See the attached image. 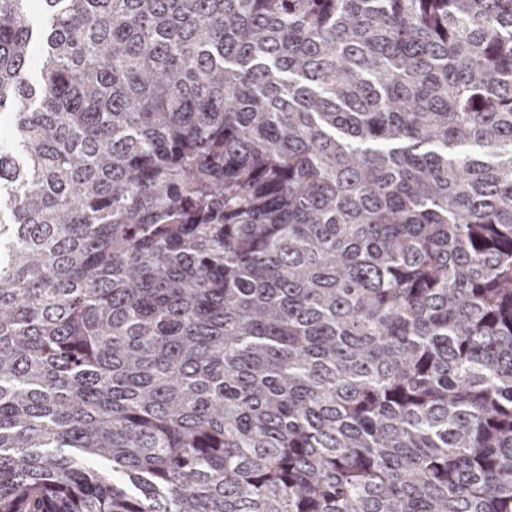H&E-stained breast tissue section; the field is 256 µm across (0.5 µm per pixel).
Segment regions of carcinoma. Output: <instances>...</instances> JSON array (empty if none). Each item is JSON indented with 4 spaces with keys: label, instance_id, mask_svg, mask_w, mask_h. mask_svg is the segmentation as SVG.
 Masks as SVG:
<instances>
[{
    "label": "carcinoma",
    "instance_id": "obj_1",
    "mask_svg": "<svg viewBox=\"0 0 512 512\" xmlns=\"http://www.w3.org/2000/svg\"><path fill=\"white\" fill-rule=\"evenodd\" d=\"M28 2L0 512H512V0Z\"/></svg>",
    "mask_w": 512,
    "mask_h": 512
}]
</instances>
